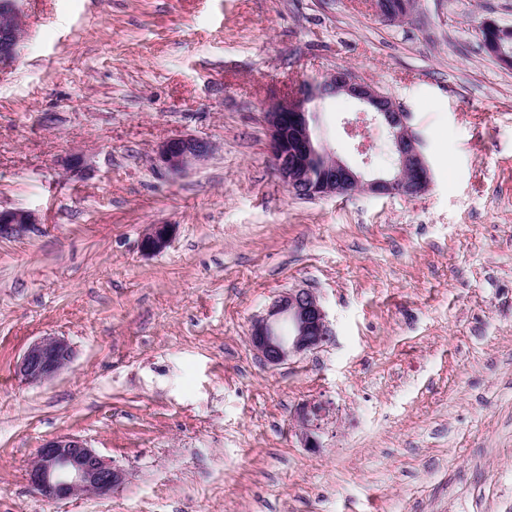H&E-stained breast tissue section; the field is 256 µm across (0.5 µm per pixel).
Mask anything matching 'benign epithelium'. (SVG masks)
I'll return each instance as SVG.
<instances>
[{
    "label": "benign epithelium",
    "instance_id": "1",
    "mask_svg": "<svg viewBox=\"0 0 512 512\" xmlns=\"http://www.w3.org/2000/svg\"><path fill=\"white\" fill-rule=\"evenodd\" d=\"M375 12L393 21L413 12L411 0H371ZM13 18L0 26V62L16 58L22 41V22L17 0H3L0 15ZM486 48L498 61L512 63V31L494 23L482 24ZM358 101L361 114L384 126L391 143L392 164L383 177L367 179L355 166L341 159L318 137L315 129L316 105L337 96ZM268 152L279 176L292 195L309 198L328 195H372L413 198L431 185L430 166L419 138L408 126L407 113L386 93L345 69L316 84L303 81L276 100L265 113ZM211 152L208 141L180 136L168 139L157 149L158 160L171 173L185 172ZM36 223L27 210L0 211V235L20 233ZM175 226L150 224L141 238L142 250L157 253L171 242ZM331 330L326 312L313 291L291 289L278 295L257 317L249 341L261 361L270 367L289 358L318 349L329 341ZM74 360V351L63 337L46 336L32 343L16 361L15 375L27 384L49 382ZM327 413L326 404L310 400L296 413L305 445L319 447L315 433ZM30 489L50 500H66L80 495L106 497L124 480L123 472L112 465L79 436L60 435L45 441L27 467Z\"/></svg>",
    "mask_w": 512,
    "mask_h": 512
}]
</instances>
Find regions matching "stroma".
I'll list each match as a JSON object with an SVG mask.
<instances>
[{"label": "stroma", "instance_id": "1", "mask_svg": "<svg viewBox=\"0 0 512 512\" xmlns=\"http://www.w3.org/2000/svg\"><path fill=\"white\" fill-rule=\"evenodd\" d=\"M0 65V512H512V69L481 47L512 0H18ZM347 69L408 112L423 195L292 197L267 151L282 92ZM318 130L366 178L386 134ZM212 154L171 174L167 139ZM372 158L362 165L355 142ZM78 157L77 167L67 166ZM149 224L169 246L140 247ZM317 294L323 347L264 365L253 320ZM45 336L71 367L14 363ZM329 402L308 449L296 411ZM73 434L125 473L111 496L49 502L26 467ZM17 0H5L0 3V15L13 18L10 25H0V62L16 58L22 41V22L17 8ZM371 5L380 17L388 21L408 16L414 9V5L411 0H404L396 3L386 0H372ZM36 222L35 215L27 210L0 211V235L24 232ZM174 229L171 224H149L141 238L142 250L147 253L161 252L170 244ZM73 360V348L65 338L46 336L25 350L14 365V373L27 384H42L59 376Z\"/></svg>", "mask_w": 512, "mask_h": 512}]
</instances>
